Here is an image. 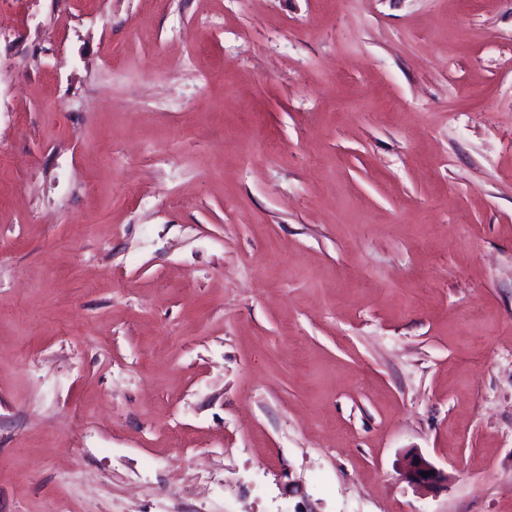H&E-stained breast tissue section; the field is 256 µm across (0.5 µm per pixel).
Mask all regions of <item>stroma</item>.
<instances>
[{
  "instance_id": "1",
  "label": "stroma",
  "mask_w": 512,
  "mask_h": 512,
  "mask_svg": "<svg viewBox=\"0 0 512 512\" xmlns=\"http://www.w3.org/2000/svg\"><path fill=\"white\" fill-rule=\"evenodd\" d=\"M71 6L0 5V512H512V0ZM415 460H419V463L415 464ZM428 471H431V474L427 477H423L422 472ZM403 476L410 485L426 491H432L442 483L448 481V475L438 469L419 452L410 454Z\"/></svg>"
}]
</instances>
